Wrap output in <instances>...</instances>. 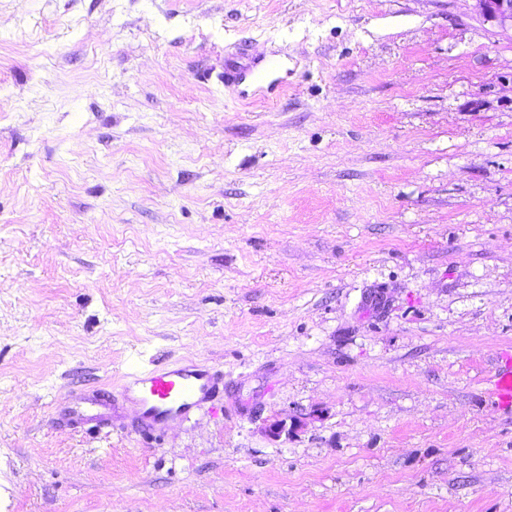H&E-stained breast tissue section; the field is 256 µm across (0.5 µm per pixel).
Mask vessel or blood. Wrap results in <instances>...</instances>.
<instances>
[{
	"label": "vessel or blood",
	"mask_w": 512,
	"mask_h": 512,
	"mask_svg": "<svg viewBox=\"0 0 512 512\" xmlns=\"http://www.w3.org/2000/svg\"><path fill=\"white\" fill-rule=\"evenodd\" d=\"M123 378L122 396L132 397L139 408L134 429L138 436L151 434L170 421L189 420L196 410L217 397L222 386L217 374L192 362L129 371ZM487 382L489 397L502 408H512V352L495 353ZM112 408L111 396L92 390L75 396L69 415L75 426L99 431L111 425Z\"/></svg>",
	"instance_id": "obj_1"
}]
</instances>
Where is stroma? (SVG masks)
Here are the masks:
<instances>
[{
	"label": "stroma",
	"mask_w": 512,
	"mask_h": 512,
	"mask_svg": "<svg viewBox=\"0 0 512 512\" xmlns=\"http://www.w3.org/2000/svg\"><path fill=\"white\" fill-rule=\"evenodd\" d=\"M502 349L512 36L472 0H0V512H512ZM176 361L217 412L62 420ZM487 393L500 407L512 408V352H496L492 359ZM112 397L104 392L92 390L77 394L74 398V406L70 409L69 415L75 426L87 430L108 428L112 423Z\"/></svg>",
	"instance_id": "35a3bbf8"
}]
</instances>
